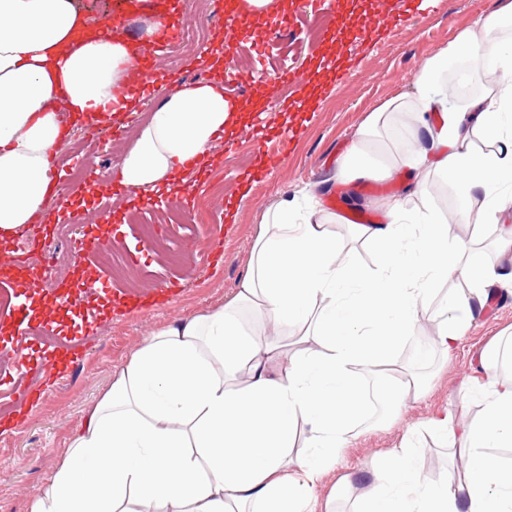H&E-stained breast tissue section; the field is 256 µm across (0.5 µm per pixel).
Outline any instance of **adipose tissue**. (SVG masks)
I'll list each match as a JSON object with an SVG mask.
<instances>
[{
    "label": "adipose tissue",
    "instance_id": "ef3b65f1",
    "mask_svg": "<svg viewBox=\"0 0 512 512\" xmlns=\"http://www.w3.org/2000/svg\"><path fill=\"white\" fill-rule=\"evenodd\" d=\"M512 0L466 30L418 71L412 103L389 99L366 118L340 159V176L378 177L368 150L378 129L410 112L427 140L411 139L394 169L421 173L389 197L384 221L354 235L378 246L374 271L343 257L320 210L281 199L260 217L250 268L224 306L148 336L70 440L66 460L32 512H319L318 488L360 419L356 369L384 376L394 410L418 399L396 369L436 285L449 293L435 341L452 349L504 272L448 225L499 224L512 215V51L496 37ZM487 68L490 96L449 105L442 81L459 59ZM137 44L91 27L75 0H0V242L43 215L55 194L51 160L65 118L95 122L132 112L123 87L139 67ZM223 89L202 82L169 92L138 126L121 181L148 190L197 161L238 122ZM459 194L453 220L433 210L431 176ZM503 227V225H502ZM512 253V227L495 241ZM305 327L297 349L278 347ZM481 418L429 421L441 438L462 431L459 472L426 477L421 453L402 444L372 468L361 512H512V470L490 454L512 447V390L495 377ZM308 425L307 455L292 453Z\"/></svg>",
    "mask_w": 512,
    "mask_h": 512
}]
</instances>
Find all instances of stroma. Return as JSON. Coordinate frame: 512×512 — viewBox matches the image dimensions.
Here are the masks:
<instances>
[{
	"label": "stroma",
	"mask_w": 512,
	"mask_h": 512,
	"mask_svg": "<svg viewBox=\"0 0 512 512\" xmlns=\"http://www.w3.org/2000/svg\"><path fill=\"white\" fill-rule=\"evenodd\" d=\"M497 7L498 0H327L322 7L311 0H278L271 15L237 36L238 50L252 60L247 82L230 76L224 84L225 96L248 110L247 122L217 139L195 169L182 170L171 192L146 190L139 195L149 209L162 215L182 206L186 192L194 193L202 215L183 225L187 261L182 265L171 264L144 242L138 225L131 222L135 207L128 196L91 178L70 175L75 143L90 144L100 163L111 162L121 147L110 144V135L136 129L142 114L168 93L171 77L184 84L213 78L211 62L224 43L225 21L214 20L207 41L190 51L174 43L160 50L143 45L141 56L152 63L153 74L140 112L71 125L58 150L57 194L47 205L52 221L36 231L40 242L60 249L64 267L47 293L31 296L24 293L32 275L26 264L16 261L10 273L0 275V292L12 296L10 309L0 311V350L9 356L0 364V377L10 382L0 389V512H31L41 487L66 458L72 434L147 336L219 308L234 296L249 268L260 216L273 201H314L336 214L332 232L346 243L359 266L373 268L377 247L354 240L349 219L382 218L383 200L402 193L406 180L396 175L350 181L340 177L339 159L369 112L396 96L412 99L423 63ZM381 13L396 15V23L381 39L359 48L355 76L338 83L331 41L334 17L343 16L360 29ZM285 15L292 16V25L282 27V39H271L273 20ZM314 22L321 27L316 40L308 37ZM166 55L177 58L176 71L162 66ZM286 70L320 85L322 92L308 109H301L295 86L281 82ZM272 89L277 92L273 100L268 97ZM257 130L268 146L286 148L282 163L263 178L254 174ZM219 184L224 192L218 196L214 188ZM90 218L109 222L110 240L119 252L138 254L131 276H116L101 255L79 252ZM49 294L64 297L71 319L47 323ZM510 331L512 288H503L475 317L455 349L432 347L423 361L409 349L398 351V360L423 377V398L407 401L398 417L385 410L361 417L335 472L320 487V496L335 495L337 512H355L364 489L359 472L400 447L410 431L423 450L426 473L440 477L457 466V449L445 447L425 424L450 411L480 417L485 403L480 353ZM34 336L57 360L31 373L23 371L20 362ZM73 354L81 357L78 365L61 364L62 356Z\"/></svg>",
	"instance_id": "stroma-1"
}]
</instances>
